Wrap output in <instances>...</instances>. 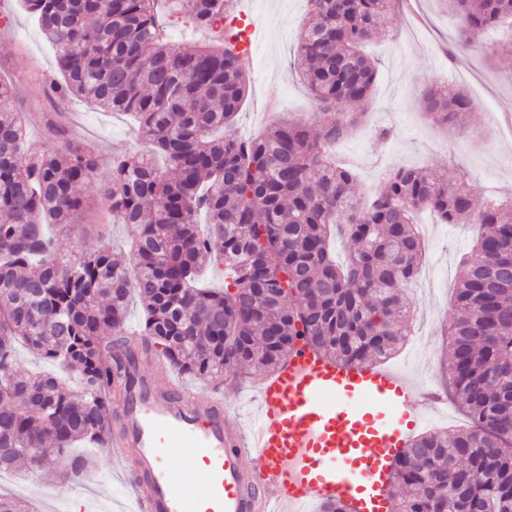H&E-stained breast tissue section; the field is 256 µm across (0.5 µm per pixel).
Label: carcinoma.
Returning a JSON list of instances; mask_svg holds the SVG:
<instances>
[{"label": "carcinoma", "mask_w": 512, "mask_h": 512, "mask_svg": "<svg viewBox=\"0 0 512 512\" xmlns=\"http://www.w3.org/2000/svg\"><path fill=\"white\" fill-rule=\"evenodd\" d=\"M237 2L19 0L55 47L62 80L51 93L129 115L148 150L113 156L103 189L128 228L129 259L108 246L63 254L49 227L75 224L95 152L31 140L19 89L0 79V470L22 459L48 472L50 457L32 456L44 442L58 453L80 440L108 445L122 374L113 353L127 343L134 295L145 349L199 378L227 367L271 374L299 344L348 365L388 359L409 335L404 288L423 257L415 215L430 209L446 224L480 225L460 261L442 361L472 424L412 438L387 494L399 512H481L488 499L512 512V198L477 209L466 178L405 167L387 172L369 205L354 194L357 177L331 147L362 122L352 107L377 76L365 46L396 0H308L293 69L334 121L285 120L240 140L249 71L225 24ZM448 5L459 21L450 58L489 30L512 34V0ZM180 21L205 42L174 47L165 31ZM423 100L449 126L473 108L459 90L431 86ZM202 212L205 223L189 221ZM335 232L354 245L343 266L329 251ZM211 265L224 266V287H199ZM17 340L68 378L21 369Z\"/></svg>", "instance_id": "carcinoma-1"}]
</instances>
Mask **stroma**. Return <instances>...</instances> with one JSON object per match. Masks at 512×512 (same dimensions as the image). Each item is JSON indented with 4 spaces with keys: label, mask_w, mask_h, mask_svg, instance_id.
<instances>
[{
    "label": "stroma",
    "mask_w": 512,
    "mask_h": 512,
    "mask_svg": "<svg viewBox=\"0 0 512 512\" xmlns=\"http://www.w3.org/2000/svg\"><path fill=\"white\" fill-rule=\"evenodd\" d=\"M17 23L10 33L0 34V78L16 82L24 93L28 133L45 138L44 116L60 112L68 134L92 141L97 146L98 173L107 176L112 157L131 143L129 121L117 112H102L81 100L59 106L40 96L42 87L59 80L54 52L45 36L21 14L16 0H1ZM427 23L423 32L413 33L404 10L390 13L382 39L372 44L378 60L373 98L358 130L338 142L337 154L350 162L359 175L358 196L368 199L388 170L397 167H431L447 177L467 171L477 204L512 193V128L503 119L512 106V50L501 55L492 45L511 39L491 30L479 46L448 63L438 51L439 43L453 38L456 18L443 0H418ZM260 22L251 56L249 96L267 97L276 105L264 118L255 119L250 103L236 118L240 138L259 137L283 118L310 121L314 114L307 92L290 66L304 35L305 0H247ZM435 85L464 89L475 107L464 128L434 124L425 114L422 90ZM390 138L382 150H374L380 130ZM88 202L76 230L60 236L63 253L90 252L110 245L122 254L129 245L121 225L112 221L101 202L99 183L84 190ZM429 227L422 265L405 290L413 313L411 325L416 341L404 346L387 368L406 375L418 392L447 389L440 368L444 325L451 318L454 288L462 256L469 252L476 233L471 224H443L430 212L419 215ZM262 376H244L237 371L224 374L223 383L188 377L201 396L220 398L227 410L236 412L244 427L255 421ZM86 462L79 482L63 480L73 458ZM54 479L34 477L27 464H17L6 474L0 492L26 499L37 512H128L132 491L125 480V465L111 448L79 445L54 456Z\"/></svg>",
    "instance_id": "obj_1"
}]
</instances>
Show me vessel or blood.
<instances>
[{
	"instance_id": "obj_1",
	"label": "vessel or blood",
	"mask_w": 512,
	"mask_h": 512,
	"mask_svg": "<svg viewBox=\"0 0 512 512\" xmlns=\"http://www.w3.org/2000/svg\"><path fill=\"white\" fill-rule=\"evenodd\" d=\"M233 25L250 53L256 20L244 14ZM131 371L136 385L113 400L112 448L142 491L134 512H300L327 499L387 512L390 465L433 401L394 370L300 347L263 380L247 432L220 399H198L171 374ZM175 458L181 469L171 468Z\"/></svg>"
}]
</instances>
